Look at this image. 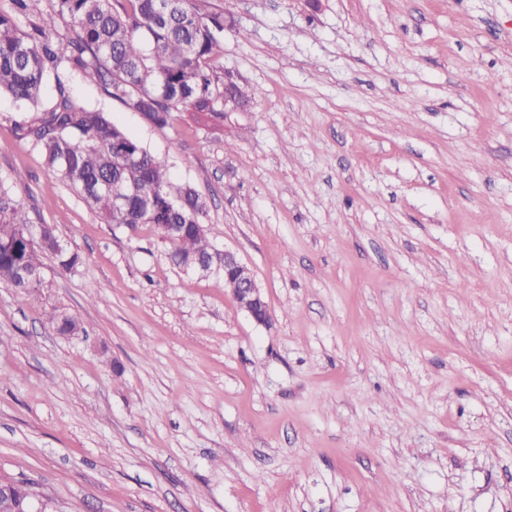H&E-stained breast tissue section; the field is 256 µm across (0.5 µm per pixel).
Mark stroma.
<instances>
[{
    "instance_id": "obj_1",
    "label": "stroma",
    "mask_w": 512,
    "mask_h": 512,
    "mask_svg": "<svg viewBox=\"0 0 512 512\" xmlns=\"http://www.w3.org/2000/svg\"><path fill=\"white\" fill-rule=\"evenodd\" d=\"M207 5L248 111L158 129L68 83L199 193L272 321L20 139L54 79L0 97V180L82 258L0 284V479L53 512H512V0Z\"/></svg>"
}]
</instances>
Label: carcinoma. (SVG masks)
I'll return each mask as SVG.
<instances>
[{
  "instance_id": "obj_1",
  "label": "carcinoma",
  "mask_w": 512,
  "mask_h": 512,
  "mask_svg": "<svg viewBox=\"0 0 512 512\" xmlns=\"http://www.w3.org/2000/svg\"><path fill=\"white\" fill-rule=\"evenodd\" d=\"M33 0H12L14 13L0 12V96L21 106L38 103L49 74L57 81L53 106L19 126L48 165L107 224H198L204 210L199 194L171 180L165 161L150 153L99 109L77 104L60 74L78 72L107 96L133 112H146L158 127L176 112H224V77L213 58L224 39V16L205 10L206 0H177L162 17L157 0H56V10L31 32L20 30ZM71 23L73 35L51 37L57 20ZM125 191L124 204L112 203V184ZM29 217L14 189L0 181V284L29 290L25 271L38 255L26 245ZM43 248L69 271L78 253L60 247L56 231L42 229ZM203 235L171 241V256L210 254Z\"/></svg>"
}]
</instances>
